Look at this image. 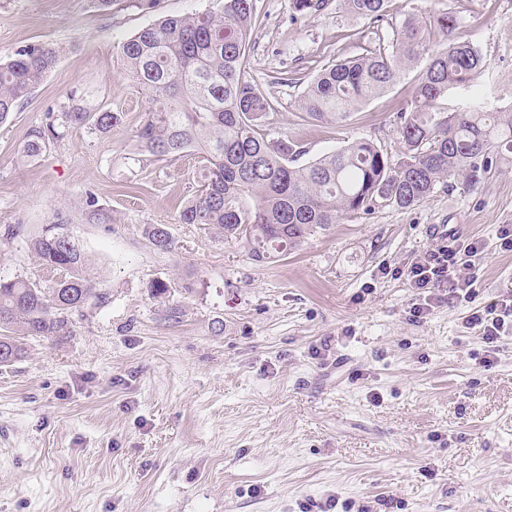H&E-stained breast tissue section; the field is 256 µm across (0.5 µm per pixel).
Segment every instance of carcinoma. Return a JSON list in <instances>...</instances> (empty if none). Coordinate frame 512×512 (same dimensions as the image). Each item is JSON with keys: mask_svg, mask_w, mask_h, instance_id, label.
<instances>
[{"mask_svg": "<svg viewBox=\"0 0 512 512\" xmlns=\"http://www.w3.org/2000/svg\"><path fill=\"white\" fill-rule=\"evenodd\" d=\"M332 0H291L294 12L311 16ZM348 15L381 27L388 0H338ZM253 0H224L210 10L156 20L124 40L119 55L133 85L148 91L149 106L135 133L139 154L154 161L194 155L195 186L177 223L196 224L234 239L252 260L266 263L299 248L316 230L346 215L368 213L379 203L411 209L437 188H477L512 155V110L489 112L481 103L455 112L435 104L457 87H473L488 68L481 50L458 43L451 12L423 15L414 7L390 25L383 43L357 58L321 70L298 100L300 119L341 125L380 96L412 64L424 62L411 98L398 112L402 157L394 162L369 139L352 141L315 160L299 163L295 141L269 136L263 124L273 99L246 76ZM61 50L29 45L0 59V124L27 101L56 66ZM122 113L90 109L70 93L32 127L22 156L36 159L84 127L103 138L122 124ZM84 219L112 224V211L90 197ZM70 220L29 240L40 263L63 276L51 288L15 277L0 278V352L17 360L23 340L73 335L74 315L109 302L86 273V256ZM143 235L160 251L174 245L167 224H145Z\"/></svg>", "mask_w": 512, "mask_h": 512, "instance_id": "1", "label": "carcinoma"}]
</instances>
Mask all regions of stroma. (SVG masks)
I'll use <instances>...</instances> for the list:
<instances>
[{"mask_svg":"<svg viewBox=\"0 0 512 512\" xmlns=\"http://www.w3.org/2000/svg\"><path fill=\"white\" fill-rule=\"evenodd\" d=\"M254 3L247 72L277 100L268 131L301 143L309 161L360 138L399 160L397 111L416 70L346 125L301 121L310 80L375 35L343 13L303 18L290 0ZM419 5L455 11L454 38L489 63L442 111L476 97L512 109V0ZM152 19L137 0L108 15L92 0H0V58L37 43L63 49L0 125V277L53 285L58 272L25 238L60 215L110 296L74 317L72 336L29 340L21 360L0 366V512H347L383 498L386 512H512V335L492 355L467 325L512 293V251L499 240L512 225V162L477 190L378 205L257 263L238 242L178 223L194 157L138 160L148 99L118 46ZM73 90L122 124L98 139L73 128L24 160L29 129ZM90 193L115 223H84ZM146 224L170 225L173 249L156 250ZM11 226L20 234L9 240ZM445 233L483 245L458 256L471 295L413 317L419 295L405 272ZM155 280L170 284L167 296L151 294ZM172 304L186 310L181 323L165 319Z\"/></svg>","mask_w":512,"mask_h":512,"instance_id":"1","label":"stroma"}]
</instances>
